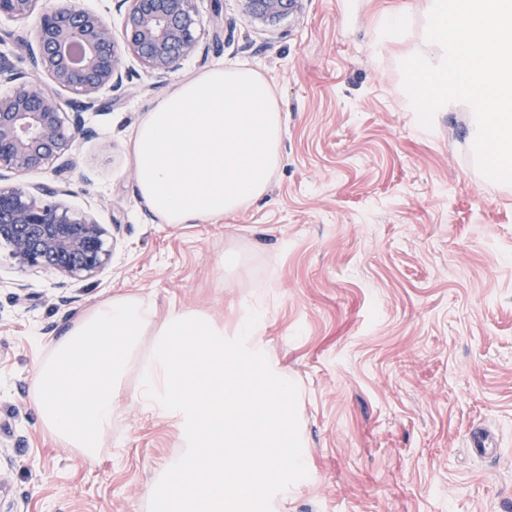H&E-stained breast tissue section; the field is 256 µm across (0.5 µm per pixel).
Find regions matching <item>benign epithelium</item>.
Wrapping results in <instances>:
<instances>
[{
	"label": "benign epithelium",
	"mask_w": 512,
	"mask_h": 512,
	"mask_svg": "<svg viewBox=\"0 0 512 512\" xmlns=\"http://www.w3.org/2000/svg\"><path fill=\"white\" fill-rule=\"evenodd\" d=\"M123 11L121 37L110 17L70 0L52 11L42 0H0V16L25 22L39 14L33 36L0 34L29 63L15 71L0 52V79L13 84L0 96V171L15 175L0 181V245L21 271L39 268L67 280L93 277L109 265L107 231L88 214L70 211L47 198L58 189H34L20 177L52 165L70 168L84 126L83 114L99 110L125 92L130 71L124 55L134 57L150 78L175 71L198 49L203 27L195 0H116ZM254 22L272 25L294 11L300 0H240ZM72 94L69 110L57 90Z\"/></svg>",
	"instance_id": "obj_1"
}]
</instances>
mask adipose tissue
<instances>
[{"label":"adipose tissue","mask_w":512,"mask_h":512,"mask_svg":"<svg viewBox=\"0 0 512 512\" xmlns=\"http://www.w3.org/2000/svg\"><path fill=\"white\" fill-rule=\"evenodd\" d=\"M284 117L268 83L216 66L142 119L133 144L139 193L166 224L218 220L264 195L283 159Z\"/></svg>","instance_id":"1"}]
</instances>
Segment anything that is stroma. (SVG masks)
I'll list each match as a JSON object with an SVG mask.
<instances>
[{"mask_svg": "<svg viewBox=\"0 0 512 512\" xmlns=\"http://www.w3.org/2000/svg\"><path fill=\"white\" fill-rule=\"evenodd\" d=\"M226 39L152 89L133 68L111 108L85 113L76 174L50 167L31 185H68L63 203L93 213L115 241L104 274L71 283L20 272L0 251V438L11 446L17 512H148L147 491L180 456L175 425L134 400L94 461L55 440L31 399L54 341L118 294L159 312L176 304L233 332L263 314L270 358L298 387L307 476L272 512H512V186L485 179L466 109L418 126L400 62L419 50L423 0H302L276 25L239 0H196ZM401 41L377 49L384 14ZM248 66L286 121L268 192L223 220L163 224L137 189L131 142L156 103L217 64ZM29 298L17 301L18 285ZM499 451L476 456L469 432Z\"/></svg>", "mask_w": 512, "mask_h": 512, "instance_id": "1", "label": "stroma"}]
</instances>
